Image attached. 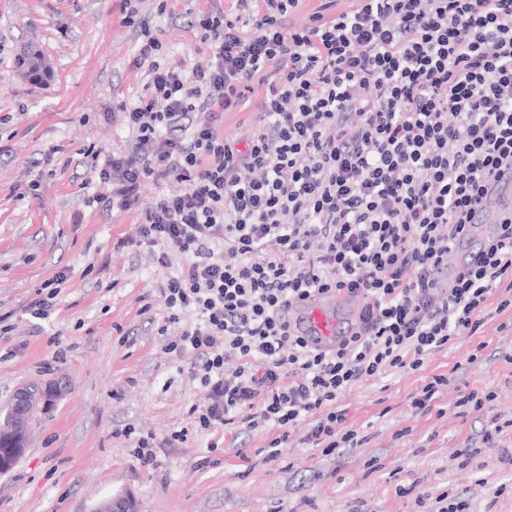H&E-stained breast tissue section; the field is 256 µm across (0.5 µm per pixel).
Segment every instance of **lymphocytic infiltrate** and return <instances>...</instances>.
<instances>
[{
    "instance_id": "lymphocytic-infiltrate-1",
    "label": "lymphocytic infiltrate",
    "mask_w": 512,
    "mask_h": 512,
    "mask_svg": "<svg viewBox=\"0 0 512 512\" xmlns=\"http://www.w3.org/2000/svg\"><path fill=\"white\" fill-rule=\"evenodd\" d=\"M236 2L235 16L197 20L212 50L189 69L145 38L131 65L148 93L122 109L134 140L90 174L97 200L123 211L164 180L185 185L145 209L139 241L160 266L185 257L160 287L158 332L197 318L167 345L204 396L194 426H272L271 461L301 427L327 456L364 443L336 408L343 390L420 369L488 304L512 315V218L451 287L434 279L491 180L512 169V0H354L291 27L299 0ZM257 84L263 123L242 145L216 123ZM319 293L365 299L361 331L330 351L287 319ZM495 399L458 401L485 419L467 458L512 429Z\"/></svg>"
}]
</instances>
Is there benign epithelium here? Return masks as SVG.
Here are the masks:
<instances>
[{
    "label": "benign epithelium",
    "mask_w": 512,
    "mask_h": 512,
    "mask_svg": "<svg viewBox=\"0 0 512 512\" xmlns=\"http://www.w3.org/2000/svg\"><path fill=\"white\" fill-rule=\"evenodd\" d=\"M45 395L39 399L31 397L28 389H17L9 411L0 421V439L7 438L12 443L8 454L0 457V473L9 471L26 451V434L34 414L49 406L61 395L57 382L44 385ZM100 512H137L136 501L130 495L113 497L100 504Z\"/></svg>",
    "instance_id": "obj_1"
}]
</instances>
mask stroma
I'll return each mask as SVG.
<instances>
[{"label":"stroma","instance_id":"35a3bbf8","mask_svg":"<svg viewBox=\"0 0 512 512\" xmlns=\"http://www.w3.org/2000/svg\"><path fill=\"white\" fill-rule=\"evenodd\" d=\"M120 5L0 0V315L12 326L0 335V410L21 386L63 385L62 396L34 415L22 459L0 475V512H92L126 494L138 512H424L395 492L413 482L434 496H464L469 512H512V431L469 464L457 459L484 425L481 414L458 406L462 395L492 390L499 409L512 410V326L491 306L473 335L432 352L421 369L339 395L347 426L367 438L361 447L324 456L294 431L269 462L266 433L234 438L192 428L203 394L188 360L166 349L182 327L157 333L166 271L133 243L156 192L123 212L95 202V188L83 182L88 150L109 155L131 143L119 108L146 93L145 71L130 66L142 27L171 64L187 66L210 50L194 18L212 7L234 12L235 4L140 0L134 25L125 24ZM30 43L51 69L37 82L19 65ZM262 96L255 90L224 113L220 131L246 141ZM124 237L131 246L119 247ZM62 271L67 279L50 316L33 318L29 303ZM440 373L450 379L439 399L443 414L416 413L412 395ZM128 427L154 435L153 466L133 457ZM184 428L186 441L172 440ZM374 457L381 467L371 472Z\"/></svg>","mask_w":512,"mask_h":512}]
</instances>
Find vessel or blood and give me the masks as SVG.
<instances>
[{
	"mask_svg": "<svg viewBox=\"0 0 512 512\" xmlns=\"http://www.w3.org/2000/svg\"><path fill=\"white\" fill-rule=\"evenodd\" d=\"M511 216L512 172H506L490 184L485 199L476 210L474 228L469 238L455 241L449 272H456L462 264L476 262L495 224ZM290 322L292 328L305 336L311 346L321 350L335 348L342 338L353 334L361 326L360 318L336 313L334 297L330 294L316 295L293 307Z\"/></svg>",
	"mask_w": 512,
	"mask_h": 512,
	"instance_id": "obj_1",
	"label": "vessel or blood"
}]
</instances>
